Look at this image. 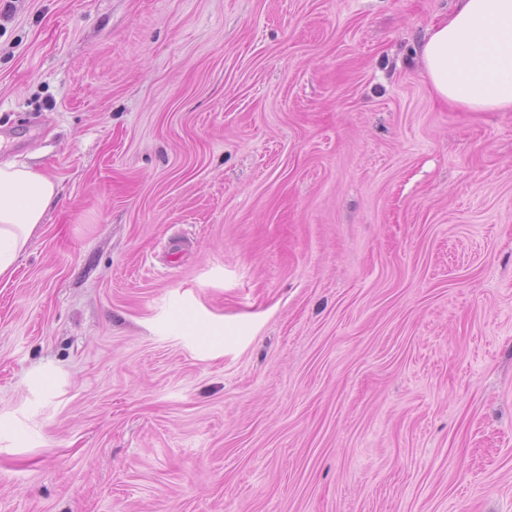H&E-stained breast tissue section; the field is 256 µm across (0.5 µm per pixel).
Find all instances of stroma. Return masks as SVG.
Here are the masks:
<instances>
[{
  "mask_svg": "<svg viewBox=\"0 0 512 512\" xmlns=\"http://www.w3.org/2000/svg\"><path fill=\"white\" fill-rule=\"evenodd\" d=\"M451 0H0V512H512V112ZM419 57L433 93L470 112H512V0H455ZM56 194L48 176L13 161L0 163V279L12 278Z\"/></svg>",
  "mask_w": 512,
  "mask_h": 512,
  "instance_id": "stroma-1",
  "label": "stroma"
}]
</instances>
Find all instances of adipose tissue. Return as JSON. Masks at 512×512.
<instances>
[{
    "label": "adipose tissue",
    "instance_id": "obj_1",
    "mask_svg": "<svg viewBox=\"0 0 512 512\" xmlns=\"http://www.w3.org/2000/svg\"><path fill=\"white\" fill-rule=\"evenodd\" d=\"M433 93L471 112H512V0H456L418 51ZM57 194L48 176L0 163V279H11Z\"/></svg>",
    "mask_w": 512,
    "mask_h": 512
}]
</instances>
